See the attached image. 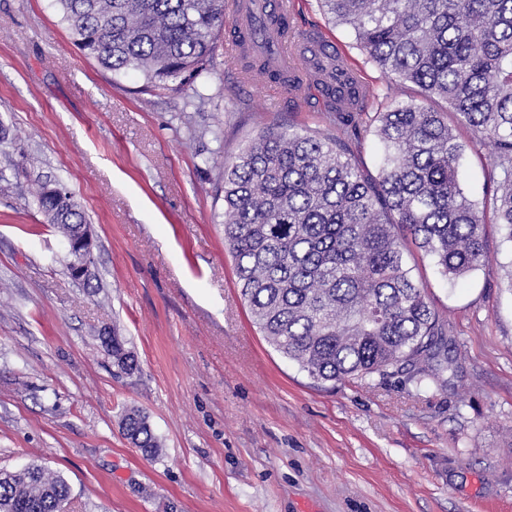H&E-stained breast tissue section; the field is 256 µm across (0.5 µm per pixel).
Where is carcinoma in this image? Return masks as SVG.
I'll use <instances>...</instances> for the list:
<instances>
[{
  "mask_svg": "<svg viewBox=\"0 0 512 512\" xmlns=\"http://www.w3.org/2000/svg\"><path fill=\"white\" fill-rule=\"evenodd\" d=\"M73 42L113 75L141 72L156 88H199L211 74L224 0H55ZM352 29L365 60L411 87L365 122L336 113V135L264 127L224 162V243L266 341L319 383L407 371L417 385L448 387L455 371L448 320L407 267L410 235L445 277L486 259L487 214L512 241V0H318ZM253 77L288 85L256 60ZM490 143L492 185L480 206L463 191L466 145L448 113ZM373 134L378 176L350 141ZM34 202L64 239L86 223L58 183ZM126 374L135 356L120 336H98ZM122 433L147 454L159 448L148 417L129 410ZM70 488L42 465L0 474V512H57Z\"/></svg>",
  "mask_w": 512,
  "mask_h": 512,
  "instance_id": "cac0c4a2",
  "label": "carcinoma"
}]
</instances>
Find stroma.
I'll return each instance as SVG.
<instances>
[{
	"label": "stroma",
	"mask_w": 512,
	"mask_h": 512,
	"mask_svg": "<svg viewBox=\"0 0 512 512\" xmlns=\"http://www.w3.org/2000/svg\"><path fill=\"white\" fill-rule=\"evenodd\" d=\"M360 69L369 113L407 99L317 0H292ZM217 40L205 102L116 78L73 45L53 0H0V470L43 463L67 512H512V243L486 224L488 257L458 280L406 252L447 316L448 390L408 374L320 384L252 321L224 244L223 163L268 125L335 134L324 99L244 79ZM460 185L484 202L490 146L465 127ZM60 181L95 241L74 282L62 238L33 204ZM136 356L118 373L97 339ZM161 443L148 457L126 411ZM121 428L125 438L135 447L146 454L157 452L159 443L144 413L135 409L127 411L122 418Z\"/></svg>",
	"instance_id": "35a3bbf8"
}]
</instances>
